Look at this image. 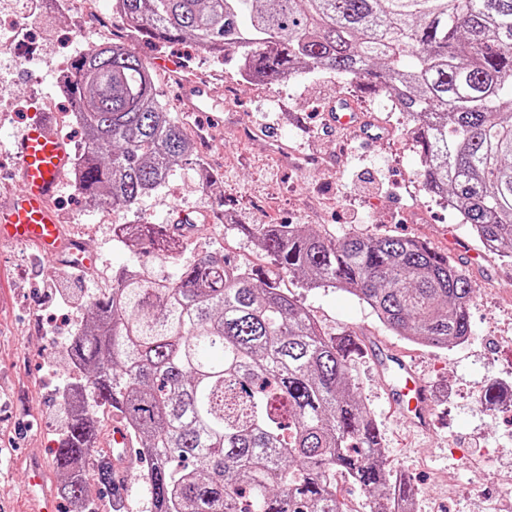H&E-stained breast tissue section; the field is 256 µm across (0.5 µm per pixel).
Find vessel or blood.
Listing matches in <instances>:
<instances>
[{
  "instance_id": "b4317fda",
  "label": "vessel or blood",
  "mask_w": 512,
  "mask_h": 512,
  "mask_svg": "<svg viewBox=\"0 0 512 512\" xmlns=\"http://www.w3.org/2000/svg\"><path fill=\"white\" fill-rule=\"evenodd\" d=\"M324 127L329 131L354 127L368 140L376 142L380 139L379 134L373 133L368 118L357 103L347 97L332 102L325 114ZM13 150L18 161L21 190L10 212L0 218V243L31 245L48 259L67 255L74 261L84 262V254L78 245L66 241L59 218L50 206L71 163L66 140L54 131L49 117L43 116L14 139ZM363 342L377 356L381 374L388 377L385 389L390 412L413 430H428L431 391L415 364L378 339L367 336ZM109 445L120 451L113 460L114 466L121 470L129 468L133 443L123 426H113ZM44 470L41 459L32 458L26 463L28 480L24 489V512H56V495L53 486L46 481Z\"/></svg>"
}]
</instances>
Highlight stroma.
Listing matches in <instances>:
<instances>
[{
  "instance_id": "35a3bbf8",
  "label": "stroma",
  "mask_w": 512,
  "mask_h": 512,
  "mask_svg": "<svg viewBox=\"0 0 512 512\" xmlns=\"http://www.w3.org/2000/svg\"><path fill=\"white\" fill-rule=\"evenodd\" d=\"M80 27L97 43H125L151 64L160 100L182 123L196 154L220 176L225 223L212 222V200L198 192L196 172L187 166L177 169L165 187L141 197L133 211L116 213L121 224L140 217L159 223L175 213L192 218L195 226L186 233L184 261L212 253L273 271L252 237L240 232L243 224H294L329 240L349 234L405 236L435 249L451 232L482 251L470 225L455 222L424 185L409 120L391 111L384 96L362 93L356 84L321 70L280 84L244 81L237 52L219 63L184 41L153 49L130 35L112 13L110 0H88L84 10L68 17L42 12L25 65L0 54V215L9 211L17 190L11 139L35 113L56 117L70 108L57 95L55 73L66 56L77 53L70 38ZM192 81L207 86L206 111H189L181 96L183 83ZM339 95L354 99L384 126L380 144L365 145L353 130L323 136L324 113ZM261 127L302 147L307 162L283 163L274 143L255 136ZM340 147L346 159L336 169L325 159ZM51 205L63 226L77 220L98 225L97 234L81 246L97 261L84 268L66 261L38 264L32 247L0 246V512H21L23 458H42L49 484L59 485L62 479L53 465V450L61 393L73 377L62 354L81 315L62 304L60 289L86 296L99 291L101 277L127 267L161 275L176 270L150 250L133 251L115 240L99 209L71 184L63 185ZM482 253L475 264L456 260L471 277L476 296L468 340L448 348L395 335L366 303L339 289L307 288L288 274L280 281L327 337L360 332L379 337L411 354L430 382L433 429L414 435L390 416L370 354L360 350L353 356L352 378L378 424L386 458L393 472L405 475L415 488L414 512H512V495L504 490L512 484V394L503 390L512 381V263ZM492 386L501 390L500 400H486Z\"/></svg>"
}]
</instances>
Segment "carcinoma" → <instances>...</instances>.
I'll use <instances>...</instances> for the list:
<instances>
[{
	"label": "carcinoma",
	"instance_id": "obj_1",
	"mask_svg": "<svg viewBox=\"0 0 512 512\" xmlns=\"http://www.w3.org/2000/svg\"><path fill=\"white\" fill-rule=\"evenodd\" d=\"M138 37L190 39L279 83L328 70L392 100L413 121L421 176L453 199L485 248L512 259V0H117ZM67 96L84 134L80 193L129 209L178 166L200 165L158 99L148 62L125 47L68 59ZM214 210L224 193L204 172ZM283 273L338 288L406 339L448 348L470 335L469 275L426 244L395 236L325 240L288 224L243 227ZM126 247L177 264L167 278L123 270L80 300L66 350L77 372L53 464L80 512L112 486L99 409L119 412L145 459L148 512H352L346 479L411 504L351 376L358 346L325 337L308 313L247 266L178 259L185 234L146 219L112 225Z\"/></svg>",
	"mask_w": 512,
	"mask_h": 512
}]
</instances>
